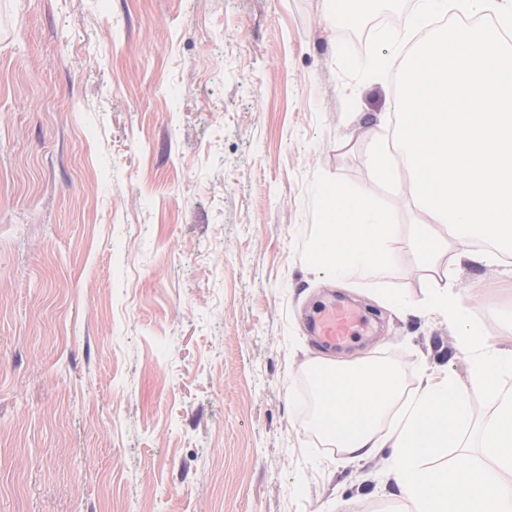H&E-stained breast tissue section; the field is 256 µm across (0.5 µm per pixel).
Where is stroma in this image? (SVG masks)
<instances>
[{"mask_svg": "<svg viewBox=\"0 0 512 512\" xmlns=\"http://www.w3.org/2000/svg\"><path fill=\"white\" fill-rule=\"evenodd\" d=\"M338 0H0V512H408L388 451L350 461L311 431L316 360H394L468 383L447 320L454 275L512 351L503 263L421 269L423 215L394 267L308 266L315 172L357 187L391 80L344 79ZM337 298L360 337L321 347ZM306 320L319 339L332 346L349 341L356 335L363 317L352 307L332 302L306 315Z\"/></svg>", "mask_w": 512, "mask_h": 512, "instance_id": "1", "label": "stroma"}]
</instances>
